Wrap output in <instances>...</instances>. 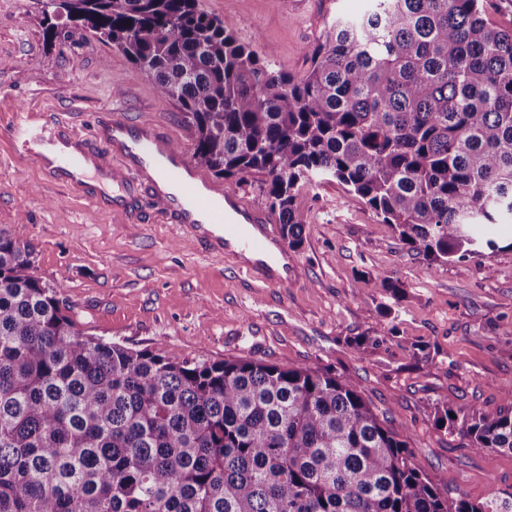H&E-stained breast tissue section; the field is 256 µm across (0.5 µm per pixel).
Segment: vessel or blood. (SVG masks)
<instances>
[{"label":"vessel or blood","instance_id":"obj_1","mask_svg":"<svg viewBox=\"0 0 512 512\" xmlns=\"http://www.w3.org/2000/svg\"><path fill=\"white\" fill-rule=\"evenodd\" d=\"M97 139L115 157L119 168L107 170L111 192L93 194L101 207L126 211L129 204L127 173L144 179L167 222L182 228L209 253L237 256L246 271L266 283L282 282L275 269L277 258L286 249L269 226L271 214L240 205L233 193L209 182L194 163L171 146L150 120L138 123L119 115L102 116ZM79 127L58 123L44 127L27 140L26 146L36 161L54 178L81 187L95 164L82 147Z\"/></svg>","mask_w":512,"mask_h":512}]
</instances>
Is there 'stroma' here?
<instances>
[{
	"mask_svg": "<svg viewBox=\"0 0 512 512\" xmlns=\"http://www.w3.org/2000/svg\"><path fill=\"white\" fill-rule=\"evenodd\" d=\"M371 0H201L227 31L294 76L336 17ZM39 0H0V231L30 245L36 273L84 329L106 340L198 361L248 357L328 369L356 379L377 413L405 424L419 466L444 474L452 494L474 500L512 492V455L473 452L435 427L447 403L512 407V235L486 228L498 250L430 263L409 251L335 178L305 185L304 244L288 281L267 285L234 258L208 254L166 223L143 182L132 210L98 207L52 179L15 138L18 124L71 112L92 127L105 110L150 119L192 153L195 133L174 101L124 54L98 41L47 44ZM121 96H113V88ZM65 282H58V275ZM383 274L403 283L399 300L361 287ZM396 326L381 335L383 324ZM377 343L356 350L359 336Z\"/></svg>",
	"mask_w": 512,
	"mask_h": 512,
	"instance_id": "stroma-1",
	"label": "stroma"
}]
</instances>
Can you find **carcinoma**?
<instances>
[{"instance_id": "obj_1", "label": "carcinoma", "mask_w": 512, "mask_h": 512, "mask_svg": "<svg viewBox=\"0 0 512 512\" xmlns=\"http://www.w3.org/2000/svg\"><path fill=\"white\" fill-rule=\"evenodd\" d=\"M44 39L126 55L196 132L194 163L247 175L296 251L301 184L321 175L430 262L512 228V28L486 0H371L339 17L302 77L272 67L199 0H61ZM0 234V512H512L416 463L358 381L251 358L199 362L87 333ZM372 288L394 296L383 275ZM474 452L512 454V409L438 410Z\"/></svg>"}]
</instances>
